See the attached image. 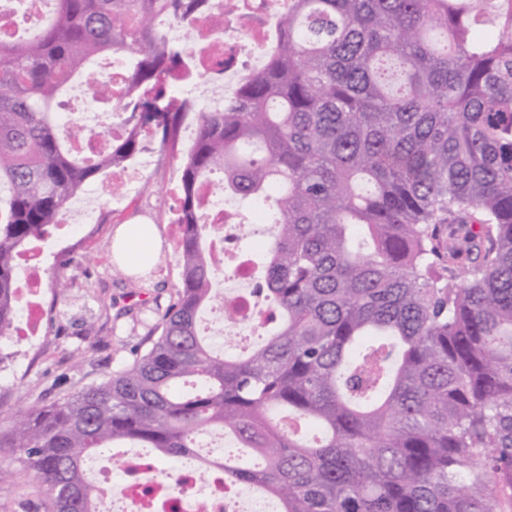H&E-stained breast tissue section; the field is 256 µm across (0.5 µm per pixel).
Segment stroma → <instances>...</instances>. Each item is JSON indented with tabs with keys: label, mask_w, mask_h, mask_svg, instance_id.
<instances>
[{
	"label": "stroma",
	"mask_w": 512,
	"mask_h": 512,
	"mask_svg": "<svg viewBox=\"0 0 512 512\" xmlns=\"http://www.w3.org/2000/svg\"><path fill=\"white\" fill-rule=\"evenodd\" d=\"M149 150L153 162L144 177L153 192L129 196L115 207L105 180L96 182L98 221L73 233L78 253H90L94 261L65 270L64 298L47 291V322L39 347H14L0 365V424L9 425L24 410L102 383L158 337L157 326L180 282V229L174 219L180 205L181 159L154 144ZM133 220L155 225L160 238L156 267L145 276L126 271L112 257L117 227ZM80 350L85 353L81 359L76 356ZM0 466L11 472L0 483V512H44L46 492L19 452L0 448Z\"/></svg>",
	"instance_id": "obj_1"
}]
</instances>
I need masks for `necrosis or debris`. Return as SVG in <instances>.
Returning a JSON list of instances; mask_svg holds the SVG:
<instances>
[{
	"label": "necrosis or debris",
	"mask_w": 512,
	"mask_h": 512,
	"mask_svg": "<svg viewBox=\"0 0 512 512\" xmlns=\"http://www.w3.org/2000/svg\"><path fill=\"white\" fill-rule=\"evenodd\" d=\"M224 23L214 27L211 17L203 16L191 25H169L171 38L191 41L192 61L204 76L186 86L193 111L220 112L224 98L217 83H229L240 72L258 70L278 38L279 21L288 11L290 0H213ZM150 165L149 154L112 168L107 182L113 204L123 203L138 191ZM204 221L220 233L224 242L222 257L213 258L215 267L227 268L224 307L231 313L224 324L229 335L254 336L267 325L268 314L255 292L256 276L252 265L237 243L244 227L237 222L233 197L217 190L212 181L200 188ZM52 257L51 251L19 255L17 292L21 308L13 334L33 345L41 338L45 293L42 272ZM115 466L124 474L121 484L99 488L98 512H272L269 495L256 489L242 490L214 482L209 472L179 470L166 478L147 479L151 463L137 454H123ZM180 485L178 497H171L172 485Z\"/></svg>",
	"instance_id": "necrosis-or-debris-1"
}]
</instances>
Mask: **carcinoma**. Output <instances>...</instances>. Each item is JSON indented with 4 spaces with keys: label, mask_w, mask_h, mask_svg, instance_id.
<instances>
[{
    "label": "carcinoma",
    "mask_w": 512,
    "mask_h": 512,
    "mask_svg": "<svg viewBox=\"0 0 512 512\" xmlns=\"http://www.w3.org/2000/svg\"><path fill=\"white\" fill-rule=\"evenodd\" d=\"M208 0H57L0 37V339L17 257L68 202L143 150L175 153L178 85L198 78L157 16ZM131 63L130 132L82 157L57 109L92 60ZM87 90L112 107V84ZM197 117L182 155L180 283L151 348L0 432L45 512H94L86 456L135 442L197 455L220 428L224 482L283 512H512V0H291L262 69ZM216 169L275 196L263 298L280 320L245 355L213 351L219 300L196 188Z\"/></svg>",
    "instance_id": "cac0c4a2"
}]
</instances>
